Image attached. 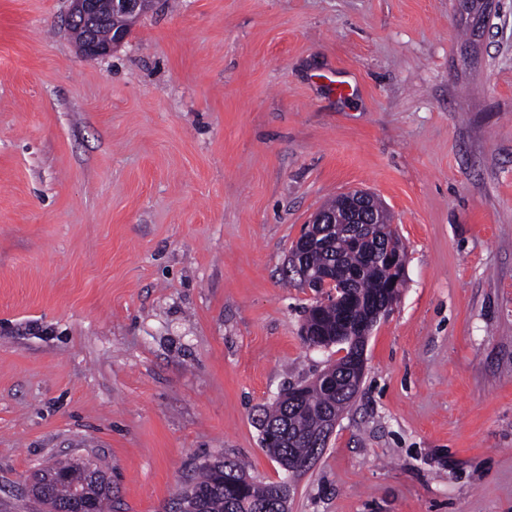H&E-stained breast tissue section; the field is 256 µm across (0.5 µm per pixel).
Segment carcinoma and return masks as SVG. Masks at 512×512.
<instances>
[{"label": "carcinoma", "instance_id": "carcinoma-1", "mask_svg": "<svg viewBox=\"0 0 512 512\" xmlns=\"http://www.w3.org/2000/svg\"><path fill=\"white\" fill-rule=\"evenodd\" d=\"M370 238L360 247L350 245L345 237L336 238L328 248L311 250L305 260L309 275H314L334 259L348 269L359 272L354 288L357 303L349 319L341 326L347 332L367 313L366 302L375 297H386L385 286L399 278V272L389 265L377 264L371 254L378 243L387 240L400 242L384 224H376L369 231ZM353 402L351 392L342 395L324 389H310L301 400L288 404V395L262 410L256 418L261 445L279 464L299 474L309 469L318 459L307 441L311 430L327 414L345 412ZM96 465L90 458H68L36 472L31 478L29 497L35 512H72L75 501H85L93 512H106L112 500V484L94 480L89 466ZM190 492L195 502H180L183 507L194 506L198 512H260L261 505L279 492V483L256 482L247 475L236 460H216L203 467L202 476L194 482Z\"/></svg>", "mask_w": 512, "mask_h": 512}]
</instances>
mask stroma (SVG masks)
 <instances>
[{"label":"stroma","mask_w":512,"mask_h":512,"mask_svg":"<svg viewBox=\"0 0 512 512\" xmlns=\"http://www.w3.org/2000/svg\"><path fill=\"white\" fill-rule=\"evenodd\" d=\"M70 7L0 0V512L66 456L111 512L284 479L254 419L343 355L285 262L354 190L406 285L288 512H512V0H159L95 59Z\"/></svg>","instance_id":"stroma-1"}]
</instances>
